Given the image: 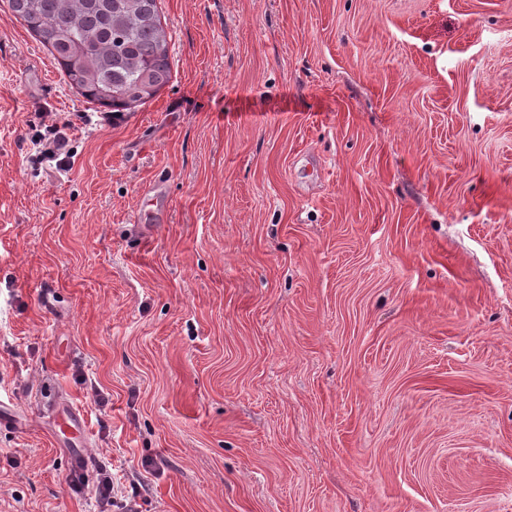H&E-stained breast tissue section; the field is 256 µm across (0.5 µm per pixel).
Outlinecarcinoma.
I'll use <instances>...</instances> for the list:
<instances>
[{
    "mask_svg": "<svg viewBox=\"0 0 512 512\" xmlns=\"http://www.w3.org/2000/svg\"><path fill=\"white\" fill-rule=\"evenodd\" d=\"M158 0H8L89 101L114 112L145 103L171 80Z\"/></svg>",
    "mask_w": 512,
    "mask_h": 512,
    "instance_id": "cac0c4a2",
    "label": "carcinoma"
}]
</instances>
